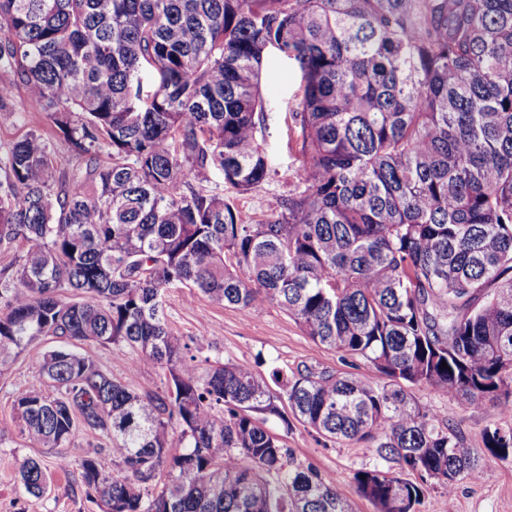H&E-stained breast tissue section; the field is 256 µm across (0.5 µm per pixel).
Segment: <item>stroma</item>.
Returning <instances> with one entry per match:
<instances>
[{
	"label": "stroma",
	"instance_id": "1",
	"mask_svg": "<svg viewBox=\"0 0 512 512\" xmlns=\"http://www.w3.org/2000/svg\"><path fill=\"white\" fill-rule=\"evenodd\" d=\"M300 79L294 62L276 52L267 53L262 66V91L271 109L261 142L271 162V177L251 192L239 194L225 183L222 174L213 172L203 181V189L233 199L244 214L255 218L287 196L300 164L291 130V109ZM42 125L41 114L31 110L23 91H16L7 110L0 111V152L30 129ZM163 311L171 331L189 345L191 355L200 365L208 360L231 361L249 365L263 375L275 367L291 371L310 367L355 375L369 372L362 361L341 360L335 351L315 343L272 303L266 304L262 312L252 313L211 302L178 287L166 292ZM88 351L107 373L138 392H153L162 385V370L135 365L133 353L124 346L92 345ZM38 384L34 364L27 357L19 358L0 376V512H100L86 495L78 466L89 449L99 446V439L80 435L70 448L58 454L32 445L20 433L14 410L15 391ZM415 395L421 405L459 430L474 448L482 447L484 429L501 423L499 407L489 401L470 404L424 387L416 389ZM267 427L290 448L295 463L314 465L332 478L351 512H375L373 504L357 493L353 475L375 467L388 469V462L365 445L318 438L296 420L286 426L272 419ZM19 456L34 457L44 463L51 480L42 497L25 496L18 491L14 460ZM483 462L490 472L488 479L479 483L464 480L450 491L429 490L418 512H512V460L501 461L487 455Z\"/></svg>",
	"mask_w": 512,
	"mask_h": 512
}]
</instances>
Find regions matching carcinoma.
Masks as SVG:
<instances>
[{
	"mask_svg": "<svg viewBox=\"0 0 512 512\" xmlns=\"http://www.w3.org/2000/svg\"><path fill=\"white\" fill-rule=\"evenodd\" d=\"M270 49L301 72V162L253 220L194 182L216 170L245 194L270 176ZM1 87L0 110L23 90L69 155L30 130L0 163V242L24 244L0 281V374L34 354L53 389L16 392L31 443L106 442L79 462L102 512H349L258 418L286 423L284 405L397 466L354 475L376 512H417L487 473L417 387L496 403L485 449L512 457V0H0ZM181 286L273 303L385 382L201 372L162 311ZM85 343L127 346L163 386L134 391ZM16 474L46 492L40 460Z\"/></svg>",
	"mask_w": 512,
	"mask_h": 512,
	"instance_id": "carcinoma-1",
	"label": "carcinoma"
}]
</instances>
